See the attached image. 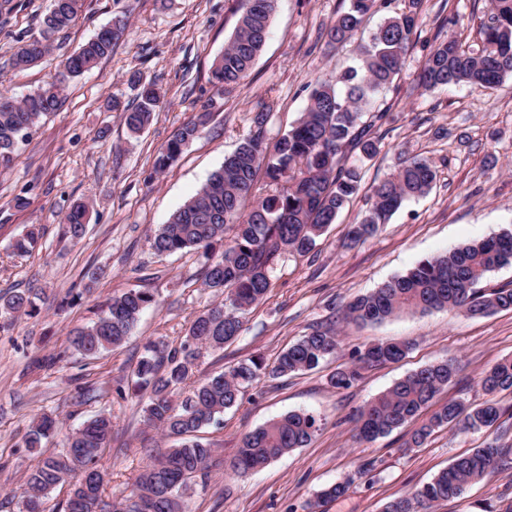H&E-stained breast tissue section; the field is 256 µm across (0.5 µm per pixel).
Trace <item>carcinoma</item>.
<instances>
[{
    "label": "carcinoma",
    "instance_id": "obj_1",
    "mask_svg": "<svg viewBox=\"0 0 512 512\" xmlns=\"http://www.w3.org/2000/svg\"><path fill=\"white\" fill-rule=\"evenodd\" d=\"M275 2L241 0L235 32L212 65V81L218 90L229 91L247 76L265 44ZM421 2L409 0L408 10L385 18L369 42L360 46V64L314 88L299 121L274 144L267 143L270 113H254L245 141L153 238L152 247L158 253L187 249L208 256L203 284L224 300L191 321L179 347L149 343L132 372V393L151 390L145 409L149 426L178 444L144 467L119 512H181L183 492L193 482L205 479L210 469L213 449L202 441L199 432L218 422L224 410L235 406L244 388L260 375L286 376L313 370L336 354L335 326L318 325L284 349L273 365L253 355L206 376L192 391L183 393L184 385L195 375L198 350L222 349L240 335L242 314L270 291L272 272L282 253L305 256L313 251L316 240L358 195L361 175L357 167L346 164L344 153L348 147L357 148L370 160L379 152V140L371 137V128L388 120L389 113L378 112L367 120L366 107L402 72L419 28ZM391 3L349 0L347 10L338 14L326 31L327 42L345 44L367 15L388 9ZM66 4V10L58 13L55 3H50L38 36L13 49V68L25 69L41 59L50 51L56 35L74 25L82 0H66ZM128 28V18L113 19L66 58L58 75L68 81L94 67L112 53ZM481 35L482 45L476 50L463 47L452 37L434 45L424 61L419 84L426 90L460 83L494 89L512 77V0H490ZM63 89L52 79L20 99L0 94L1 165L12 162L19 143L60 109ZM137 98L132 106L116 98L107 102L108 108L121 113L133 136L150 123L159 93L154 85L147 84ZM197 132L198 124L193 121L179 128L159 149L155 171H165ZM261 170L274 187L264 196L256 189ZM436 180L437 172L428 159L413 156L402 160L393 174L371 187L370 206L361 220L351 225L349 240L357 244L374 236L405 201L427 194ZM249 198L254 204L245 212L242 207ZM87 214V205L74 204L63 218V235L80 240L85 235ZM228 228L233 236L227 241ZM40 237V229L32 226L15 240L13 249L28 253ZM509 265L512 230L506 229L418 261L404 274L349 301L342 316L360 324H380L402 314L432 310L484 316L511 309L512 288H481L489 273ZM152 301L151 295L137 289L113 297L97 321L73 332L71 345L87 358L120 346ZM0 312L29 314L34 307L26 293L17 292L8 298L0 296ZM408 349L405 341L373 343L357 352L353 366L332 373L329 384L349 389L361 378V369L396 363ZM459 370L454 359L426 365L399 379L353 414L354 436L360 442L388 435L418 419L421 423L405 440L406 448L422 447L436 430L446 426L461 433L487 434L483 445L459 456L431 482L390 500L384 512H434L437 503L462 496L491 472L512 468V448L501 443L499 434L512 422V411L506 412L496 399L497 393L512 390V357L482 373L479 383L486 399L479 404L439 402V395L455 381ZM426 411L429 416L424 418ZM57 427L58 421L51 415L34 418L25 447H41L42 440ZM319 429L318 419L309 413L290 412L273 419L243 435L229 468L242 473L261 469L307 446ZM111 439L112 417L98 415L72 432L60 451L41 455L26 473V512H42L45 495L67 481L71 489L64 512H92L93 503L101 501L103 486V480L97 478V463ZM347 490L345 483L332 484L317 494L313 507L338 499Z\"/></svg>",
    "mask_w": 512,
    "mask_h": 512
}]
</instances>
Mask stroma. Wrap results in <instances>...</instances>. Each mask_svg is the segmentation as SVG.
Returning a JSON list of instances; mask_svg holds the SVG:
<instances>
[{"label":"stroma","mask_w":512,"mask_h":512,"mask_svg":"<svg viewBox=\"0 0 512 512\" xmlns=\"http://www.w3.org/2000/svg\"><path fill=\"white\" fill-rule=\"evenodd\" d=\"M49 4L0 0V91L19 98L36 90L114 16H127L130 26L108 57L69 81L59 111L0 166V295L28 292L39 309L33 316L0 315V512H24L25 473L38 453L22 442L36 416L58 415L60 429L47 443L58 450L86 420L111 414L112 447L99 468L103 498L112 505L125 501L142 468L167 448L145 422L147 393L122 398L116 390L126 385L147 342L180 346L191 320L218 297L202 285V252L157 255L154 234L247 137L254 112L270 107L268 138L276 140L305 111L319 83L356 65L359 45L385 18L373 14L348 43L330 47L325 32L349 0H276L255 64L233 90L221 92L211 68L237 26V0H83L77 21L48 54L27 69L12 68L17 37L37 35ZM485 4L423 0L422 25L405 67L371 106L391 115L377 129L379 152L370 160L356 150L348 154L349 163L362 168L360 192L310 254L282 255L270 292L245 312L238 339L203 352L201 378L253 354L270 365L310 326L336 324L333 357L295 375L261 376L219 424L205 428L215 463L206 482L185 491L186 512H311L318 491L344 481L347 493L322 504L321 512H382L386 502L484 441V434L445 427L423 447L407 449L406 425L359 443L349 417L406 374L445 358L456 359L460 372L441 400L481 402V373L512 356L511 309L486 316L434 310L373 326L343 321L339 309L422 258L512 228V78L494 89L417 86L431 45L449 37L479 44ZM136 72L156 83L161 100L150 125L132 139L120 114L103 103L111 96L135 102L129 78ZM190 121L199 124L196 138L165 173H156L158 150ZM412 156L435 166L431 191L406 202L367 241L351 243L349 226L367 209L371 186ZM20 196L27 200L22 208ZM78 201L87 205L89 222L75 243L62 236L59 222ZM30 224L41 226L42 244L17 256L12 244ZM133 288L154 301L126 342L94 359L75 352L70 332L96 321L112 297ZM391 340L410 342L402 360L363 370L350 389L329 385V375L350 365L358 350ZM290 411L320 418L312 441L258 471L232 472L242 436ZM485 502L512 503V469L489 474L435 512H480Z\"/></svg>","instance_id":"stroma-1"}]
</instances>
